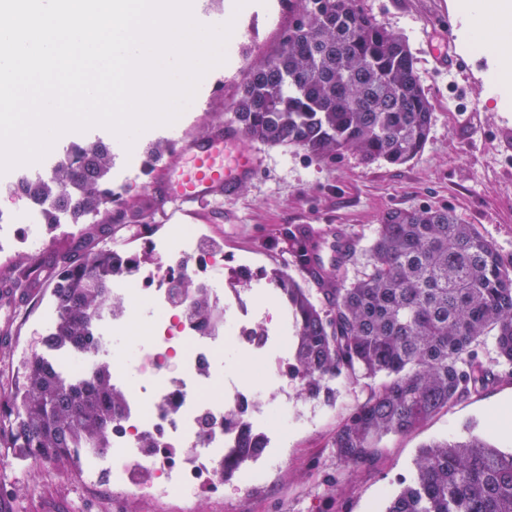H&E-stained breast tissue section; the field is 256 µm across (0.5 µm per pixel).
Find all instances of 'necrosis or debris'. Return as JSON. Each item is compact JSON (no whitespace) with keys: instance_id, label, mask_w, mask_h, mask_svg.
<instances>
[{"instance_id":"necrosis-or-debris-1","label":"necrosis or debris","mask_w":512,"mask_h":512,"mask_svg":"<svg viewBox=\"0 0 512 512\" xmlns=\"http://www.w3.org/2000/svg\"><path fill=\"white\" fill-rule=\"evenodd\" d=\"M150 249L152 261L116 280L130 288L135 307L99 314L93 349L66 353L75 379H88L104 359L112 365L113 383L129 390L111 450H84L83 477L91 485L107 477L116 497L188 498L214 481L238 448L242 431L258 427L261 409L252 383L224 380V350L251 349L254 319L238 291L224 290L217 276L224 253L206 247L195 225H170ZM180 275L203 287L220 313L235 310L234 320L217 332L201 331L191 296H176L172 288ZM138 320L143 331L130 337ZM147 437L157 444L150 455L141 446Z\"/></svg>"}]
</instances>
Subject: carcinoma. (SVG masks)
I'll use <instances>...</instances> for the list:
<instances>
[{"instance_id": "1", "label": "carcinoma", "mask_w": 512, "mask_h": 512, "mask_svg": "<svg viewBox=\"0 0 512 512\" xmlns=\"http://www.w3.org/2000/svg\"><path fill=\"white\" fill-rule=\"evenodd\" d=\"M297 5L280 50L246 73L232 119L252 142L293 145L318 158L356 150L370 162L399 167L424 147L432 107L406 40L355 6L354 0H288ZM111 147L80 144L31 192L48 204L47 226L89 216L112 221ZM278 238L294 266L317 250L300 224ZM80 253L50 263L27 256L5 271L10 291L0 307L13 309L44 273L55 270L51 291L56 318L45 346L74 351L94 344L92 320L121 310L112 279L134 262L150 259L145 247L105 248L98 231L85 228ZM335 261L301 283L285 270L268 276L292 318L294 345L285 373L298 396L330 401L333 381L375 385L336 428L331 442L339 466L352 473L374 463L379 443L406 434L436 413L512 376V258H504L472 224L446 209L391 208L383 213L363 276L348 279L358 248L349 229L336 226ZM194 296L200 328L222 317L204 289L180 282ZM492 338L496 359L483 348ZM124 393L112 385L109 363L72 384L57 365L28 359L22 378L0 405V447L16 448L36 463L76 466L82 450L107 451ZM247 432L224 463V479L261 452ZM384 512H512V450L486 438L432 441L420 450L415 474Z\"/></svg>"}]
</instances>
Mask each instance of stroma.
Listing matches in <instances>:
<instances>
[{
	"instance_id": "obj_1",
	"label": "stroma",
	"mask_w": 512,
	"mask_h": 512,
	"mask_svg": "<svg viewBox=\"0 0 512 512\" xmlns=\"http://www.w3.org/2000/svg\"><path fill=\"white\" fill-rule=\"evenodd\" d=\"M234 0H195V18L204 23L234 19L249 37L226 47V61L201 79L197 106L185 109L174 127H152L137 138L133 154L171 135H194L209 124L228 120L248 69L275 54L288 26V0H248L233 11ZM389 30L402 34L415 57L418 77L432 105L431 130L423 150L406 165L366 162L347 152L333 161L308 157L293 146H267L242 141L258 152L261 170L238 195L216 209L213 223H200L203 239L223 246L225 269L245 267L254 277L243 298L255 308L259 324L275 335L292 336V320L277 293L269 289L267 271L287 268L288 253L275 244L284 224H341L358 237L349 279L367 270L368 249L381 215L391 208H447L475 225L498 251L512 257V100L504 101L494 78L497 60L484 51L465 49V28L451 0H356ZM455 19L446 29L445 18ZM443 43L463 63L455 72L439 70L429 44ZM478 113H470L471 104ZM120 163L112 180L123 185L125 202L118 210L124 223L147 211L146 170L126 181ZM51 279L20 302L22 320L14 321L11 341L0 344V358L9 369L0 381L18 378L23 357L41 352L38 331L52 313ZM332 402L297 397V385L286 381L281 394L257 393L268 413L260 417L273 448L272 461L253 486L225 482L202 488L189 502V512H383L401 479L415 472L420 448L437 439H457L473 427L503 450L512 449V379L442 410L416 430L385 437L375 462L355 474L342 473L330 448L338 425L365 399L367 384L336 385ZM332 474L336 483L324 482ZM0 497L14 512H176L174 505L131 497L121 499L88 489L78 468L36 464L14 449L0 447Z\"/></svg>"
}]
</instances>
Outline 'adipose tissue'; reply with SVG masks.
Returning a JSON list of instances; mask_svg holds the SVG:
<instances>
[{"label": "adipose tissue", "mask_w": 512, "mask_h": 512, "mask_svg": "<svg viewBox=\"0 0 512 512\" xmlns=\"http://www.w3.org/2000/svg\"><path fill=\"white\" fill-rule=\"evenodd\" d=\"M456 7L469 19L470 44L493 40L492 52L499 58L497 79L502 86L512 85V28L503 22L504 6L495 0H456Z\"/></svg>", "instance_id": "ef3b65f1"}]
</instances>
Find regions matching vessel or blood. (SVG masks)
Masks as SVG:
<instances>
[{
    "label": "vessel or blood",
    "mask_w": 512,
    "mask_h": 512,
    "mask_svg": "<svg viewBox=\"0 0 512 512\" xmlns=\"http://www.w3.org/2000/svg\"><path fill=\"white\" fill-rule=\"evenodd\" d=\"M242 136L241 127L228 120L198 136L172 140L153 171L148 199L151 210L166 223L177 215L202 220L208 216L207 205L235 196L261 166L258 154L241 149ZM306 230L319 241L312 265L321 268L335 237L315 224L307 225Z\"/></svg>",
    "instance_id": "vessel-or-blood-1"
}]
</instances>
